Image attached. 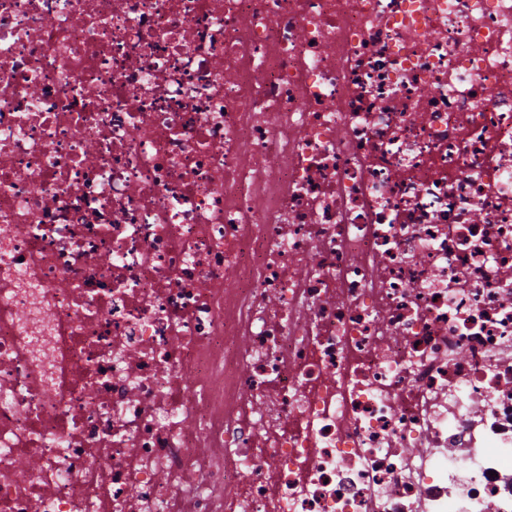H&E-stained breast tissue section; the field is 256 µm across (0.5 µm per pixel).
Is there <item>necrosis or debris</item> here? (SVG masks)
I'll return each instance as SVG.
<instances>
[{"mask_svg":"<svg viewBox=\"0 0 512 512\" xmlns=\"http://www.w3.org/2000/svg\"><path fill=\"white\" fill-rule=\"evenodd\" d=\"M0 512H512V0H0Z\"/></svg>","mask_w":512,"mask_h":512,"instance_id":"necrosis-or-debris-1","label":"necrosis or debris"}]
</instances>
